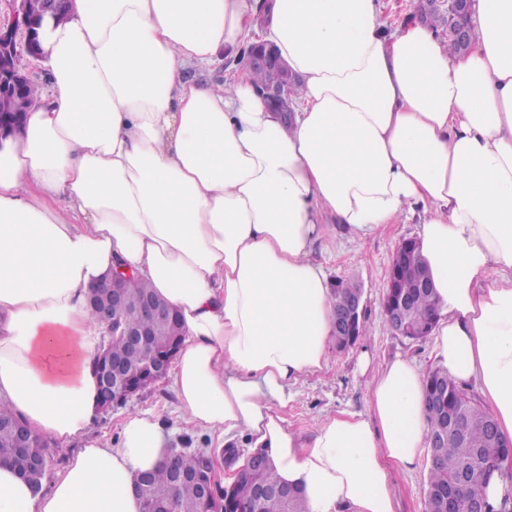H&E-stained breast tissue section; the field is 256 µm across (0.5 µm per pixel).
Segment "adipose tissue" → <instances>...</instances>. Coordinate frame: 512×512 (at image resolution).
Instances as JSON below:
<instances>
[{"mask_svg": "<svg viewBox=\"0 0 512 512\" xmlns=\"http://www.w3.org/2000/svg\"><path fill=\"white\" fill-rule=\"evenodd\" d=\"M450 53L376 0H272L265 38L299 82L283 118L252 75L192 83L255 27L247 0H74L45 42L50 93L0 142V404L73 452L46 492L0 463V512H142L136 482L171 434L145 412L116 446L92 437L89 298L114 262L174 307L189 423L246 436L307 512H395L426 389L410 360L370 370L371 418L311 438L285 426L290 385L328 365L335 309L311 258L326 218L360 234L418 214L438 320L433 359L477 381L512 441V0H476ZM413 10L412 0H379V20L388 33L397 31Z\"/></svg>", "mask_w": 512, "mask_h": 512, "instance_id": "obj_1", "label": "adipose tissue"}]
</instances>
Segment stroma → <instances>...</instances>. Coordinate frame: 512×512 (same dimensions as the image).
Returning <instances> with one entry per match:
<instances>
[{"label":"stroma","instance_id":"35a3bbf8","mask_svg":"<svg viewBox=\"0 0 512 512\" xmlns=\"http://www.w3.org/2000/svg\"><path fill=\"white\" fill-rule=\"evenodd\" d=\"M420 232V224L413 220L389 224L364 236L349 235L332 224L316 238L311 257L322 265L328 279L341 278L361 284L366 301L367 335L346 351L330 350L329 364L324 371L300 377L292 385L293 399L284 417L288 428L303 438H310L317 423L336 414L369 416L367 384L357 371L360 354H369L376 369L401 356L413 360L422 372L433 370V339L413 344L393 334L381 307L392 253L403 239L419 237ZM148 411L173 429L174 447L204 449L216 459H223L220 440L187 424L184 411L166 379L112 412L98 415L89 431L102 442L116 445L124 419ZM429 465L430 456L425 453L413 469L391 468L390 490L395 512H425L424 486Z\"/></svg>","mask_w":512,"mask_h":512}]
</instances>
